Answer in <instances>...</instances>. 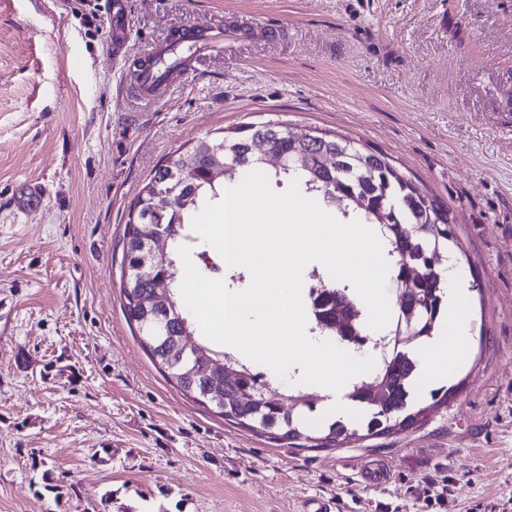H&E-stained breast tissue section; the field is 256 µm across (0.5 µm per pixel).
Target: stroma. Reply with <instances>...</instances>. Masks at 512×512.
<instances>
[{
	"instance_id": "35a3bbf8",
	"label": "stroma",
	"mask_w": 512,
	"mask_h": 512,
	"mask_svg": "<svg viewBox=\"0 0 512 512\" xmlns=\"http://www.w3.org/2000/svg\"><path fill=\"white\" fill-rule=\"evenodd\" d=\"M105 3L0 0V512H512V0H122L118 51ZM204 27L172 83L131 93L139 60ZM268 121L378 148L451 210L470 352L416 429H240L126 317L121 241L155 167ZM379 464L392 483L364 480Z\"/></svg>"
}]
</instances>
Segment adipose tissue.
I'll list each match as a JSON object with an SVG mask.
<instances>
[{
    "mask_svg": "<svg viewBox=\"0 0 512 512\" xmlns=\"http://www.w3.org/2000/svg\"><path fill=\"white\" fill-rule=\"evenodd\" d=\"M464 275L457 265H449L447 282L448 333L423 343L416 352L417 372L426 380L445 376L468 350L469 321L462 311Z\"/></svg>",
    "mask_w": 512,
    "mask_h": 512,
    "instance_id": "ef3b65f1",
    "label": "adipose tissue"
}]
</instances>
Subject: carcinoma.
<instances>
[{
    "instance_id": "carcinoma-1",
    "label": "carcinoma",
    "mask_w": 512,
    "mask_h": 512,
    "mask_svg": "<svg viewBox=\"0 0 512 512\" xmlns=\"http://www.w3.org/2000/svg\"><path fill=\"white\" fill-rule=\"evenodd\" d=\"M273 142L283 153L282 164L268 174L279 185L298 180L304 192L338 204L343 217L354 212L364 223L382 230L386 259L394 285L401 294L396 311L383 333L367 326L359 303L347 287L318 278L320 303L310 304V332L334 336L354 350L369 347L374 368L350 385V400L368 411L359 427L335 420L320 435L302 431L298 414L284 407L314 410L319 396L295 393L265 379L260 372L222 351L204 347L207 359L183 350L181 336L195 330L183 309L179 289L183 274L179 248L191 241L188 226L205 204L220 201L224 180L211 177L215 159L239 172L259 168L261 146ZM174 189L166 210L155 207L156 192ZM162 225L168 228L172 250L151 274L139 275L143 239ZM462 250L451 210L437 197L406 176L382 150L359 147L346 135L314 129L302 139L279 123H253L229 134H208L185 151L159 164L130 208L121 248V293L129 321L135 323L139 342L152 362L167 373L180 391L250 432L268 434L278 441L305 440L316 448H342L365 435L399 433L419 426L435 408L448 403L454 387L430 393L431 403L414 404L417 382L414 349L439 330L444 306L445 264L448 254ZM352 320L344 337L336 323Z\"/></svg>"
}]
</instances>
